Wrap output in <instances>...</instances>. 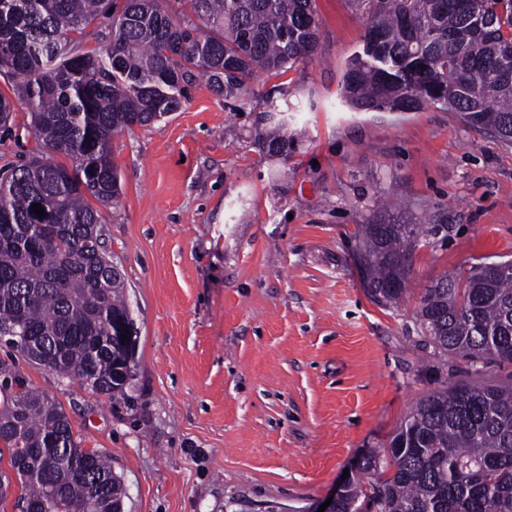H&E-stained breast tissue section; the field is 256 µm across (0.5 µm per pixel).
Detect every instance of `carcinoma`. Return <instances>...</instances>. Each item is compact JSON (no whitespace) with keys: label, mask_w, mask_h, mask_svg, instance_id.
<instances>
[{"label":"carcinoma","mask_w":512,"mask_h":512,"mask_svg":"<svg viewBox=\"0 0 512 512\" xmlns=\"http://www.w3.org/2000/svg\"><path fill=\"white\" fill-rule=\"evenodd\" d=\"M364 23L363 53L342 97L356 110L440 105L512 144V0H349ZM108 23L111 38L83 52L74 36ZM320 38L315 0H0V128L14 102L30 131L67 166L36 154L0 177V334L27 337L23 359L102 395L125 393L135 353L112 323L134 322L121 269L104 249L102 208L117 203L112 137L181 109L201 77L245 103L260 74L281 75ZM284 109L268 103L260 144L288 155ZM38 203L46 215L31 207ZM422 228L376 212L358 226L365 288L378 305L408 291ZM417 328L475 372L512 364V260L479 262L424 289ZM0 455L20 484L21 512H112L123 485L108 454L80 447L60 404L0 364ZM512 512V382L457 380L420 398L389 447L369 453L342 487L336 512Z\"/></svg>","instance_id":"cac0c4a2"}]
</instances>
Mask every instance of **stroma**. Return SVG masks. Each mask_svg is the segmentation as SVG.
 <instances>
[{"label":"stroma","instance_id":"stroma-1","mask_svg":"<svg viewBox=\"0 0 512 512\" xmlns=\"http://www.w3.org/2000/svg\"><path fill=\"white\" fill-rule=\"evenodd\" d=\"M316 11L314 54L260 76L243 110L198 80L168 119L112 138L122 195L103 211L105 249L138 331L125 394L0 345L83 447L110 455L125 512H313L421 397L474 374L414 314L441 274L512 259V147L433 106L347 107L364 26L347 0ZM271 99L304 132L280 158L256 144ZM27 128L17 108L0 169L41 152ZM378 208L443 227L395 307L371 300L360 270L357 226Z\"/></svg>","mask_w":512,"mask_h":512}]
</instances>
